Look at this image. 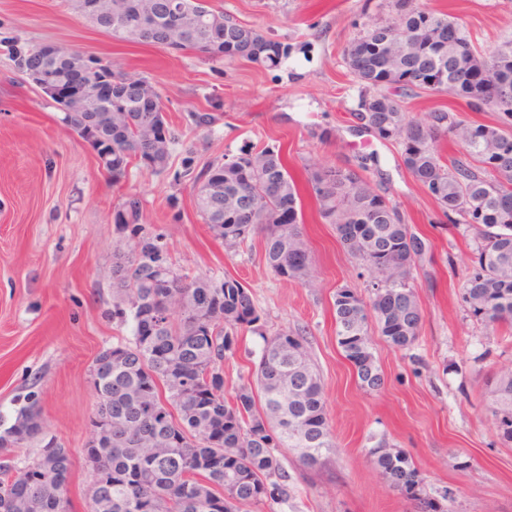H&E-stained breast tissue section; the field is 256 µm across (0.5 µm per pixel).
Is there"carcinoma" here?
<instances>
[{
    "mask_svg": "<svg viewBox=\"0 0 512 512\" xmlns=\"http://www.w3.org/2000/svg\"><path fill=\"white\" fill-rule=\"evenodd\" d=\"M73 9L112 38L195 54L204 61L247 59L277 68L290 47L207 6V0H70ZM392 0L395 16L353 38L344 55L360 81L356 112L362 127L402 146L404 167L456 224L476 231L479 245L463 300L473 317L512 329V209L497 199L512 188V40L484 56L471 42L461 18L443 11L407 7ZM460 32L448 45V27ZM32 43L19 34L0 38L14 65ZM88 66L85 82L73 93L71 62ZM485 72L483 83L469 81ZM119 80L112 101L96 102L90 88ZM60 120L96 152L102 168L118 184L137 162L156 174L169 170L176 136L170 129L156 85L144 76L114 70L112 58L61 49L41 78ZM444 94L471 112L497 114L493 122L466 119L453 106H439L413 120L406 100ZM222 102L189 113L191 125L209 131L220 120ZM460 147L456 154L445 143ZM366 167L315 164L305 181L323 224L351 227L338 237L344 250L371 276L369 297L343 286L336 290V339L356 371L359 387L376 392L384 374L372 334L392 348L409 349L423 324L411 270L430 250L387 194L373 187ZM177 180L196 189V208L213 236L235 250L256 236L274 273L312 288L314 266L292 261L308 247L300 187L288 171L282 145L237 153L199 165L185 150ZM211 183L224 198L209 195ZM288 213V224L276 214ZM125 234L114 254L117 287L112 317L131 322L132 339L102 350L90 369L96 416L112 418V435L99 447L83 448L89 471L112 472V483L90 484L91 512H241L288 495L287 475L276 455L296 451L310 470L333 451L323 388L298 333H265L251 294L237 279L215 283L176 272L154 277L152 264L169 262L162 235L146 230L141 199L127 196L115 214ZM160 326L149 335V326ZM264 345L255 381L224 395V358L236 352L242 329ZM501 444L512 446V367L502 368L484 392ZM38 400L28 397L4 434L22 446L42 434ZM382 478L404 496L423 494L419 472L404 451L370 450ZM74 453L60 444L44 446L29 462L32 512H72L67 485ZM15 466L0 457V512H8Z\"/></svg>",
    "mask_w": 512,
    "mask_h": 512,
    "instance_id": "cac0c4a2",
    "label": "carcinoma"
}]
</instances>
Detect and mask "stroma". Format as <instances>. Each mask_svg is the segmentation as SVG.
<instances>
[{"mask_svg": "<svg viewBox=\"0 0 512 512\" xmlns=\"http://www.w3.org/2000/svg\"><path fill=\"white\" fill-rule=\"evenodd\" d=\"M415 5L462 18L483 53L512 39V0H414ZM242 25L291 45L280 67L243 58L202 62L187 52L121 42L76 14L67 0H0V37L18 33L32 43H54L106 56L123 71L149 78L179 132L171 164L185 147L198 162L246 144L283 145L288 169L303 180L305 166L365 162L367 175L387 192L416 232L432 243L414 269L423 313L418 340L408 350L375 340L381 390L366 392L336 341L337 288L366 293L369 274L357 268L331 225L319 223L311 197L303 199L305 230L317 271L307 288L275 275L261 238L226 251L198 215L191 183L131 166L112 184L97 155L24 83L0 53V432L26 395L38 396L44 432L11 454L17 467L35 458L48 439L76 450L68 496L72 512H89L91 476L78 452L93 436L96 405L90 369L100 349L131 337L130 324L112 316V254L122 243L115 212L138 196L151 231L162 234L174 268L215 282L231 276L250 292L267 334L302 331L321 375L336 448L326 463L301 472L283 450L288 496L242 512H414L412 501L374 468L377 445L409 455L431 496H445L446 512H512V447H503L482 395L501 367L512 365V335L478 322L466 311L462 286L477 244L474 230L455 224L401 162V147L358 128L352 117L359 85L343 51L369 26L387 21L389 0H210ZM224 104L208 131L190 127L188 112ZM330 140H320L322 130ZM262 340L240 334L224 361V393L257 363Z\"/></svg>", "mask_w": 512, "mask_h": 512, "instance_id": "35a3bbf8", "label": "stroma"}]
</instances>
